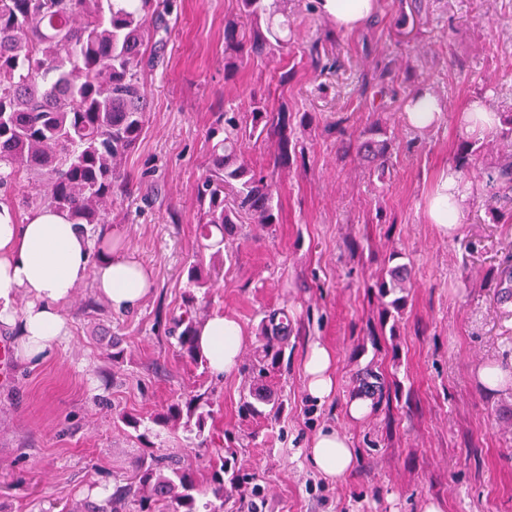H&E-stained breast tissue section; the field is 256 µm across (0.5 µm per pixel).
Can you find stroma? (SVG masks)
Masks as SVG:
<instances>
[{"label": "stroma", "instance_id": "stroma-1", "mask_svg": "<svg viewBox=\"0 0 512 512\" xmlns=\"http://www.w3.org/2000/svg\"><path fill=\"white\" fill-rule=\"evenodd\" d=\"M287 27L267 54L227 47L226 23L246 38L265 19L241 0H177L169 38L145 77L149 117L124 162L131 193L110 221L155 286L141 307L116 313L91 283L66 310L67 340L41 362L11 358L0 378V512H60L91 499L95 486L130 475L159 448L178 454L208 483L213 449H235L245 482L222 512H512V303L496 291L512 268V222L494 223L472 195L463 229L442 236L425 201L468 132L459 116L481 97L512 110V0H379L375 16L345 32L317 0H286ZM446 110L430 131L404 127L418 90ZM283 112L305 151L275 162V132L246 141L277 188L278 221L242 229L212 289H189L187 271L210 266L216 247L199 237L195 185L204 172L219 112L247 120L254 104ZM383 120L394 135L393 167L378 179L348 140ZM412 266L413 286L396 330L381 328L375 272L392 252ZM205 314L241 323L249 347L261 320L287 310L285 357L269 382L282 401L275 420L242 415L243 373L217 376L178 352L169 330L188 294ZM330 348L339 388L319 404L305 392L303 360L312 342ZM123 355L112 361L113 347ZM497 368L496 387L478 370ZM385 380L373 412L347 416L360 375ZM204 393L214 417L164 429L152 417L172 401ZM132 413L146 436L120 422ZM333 426L355 464L331 482L303 450Z\"/></svg>", "mask_w": 512, "mask_h": 512}]
</instances>
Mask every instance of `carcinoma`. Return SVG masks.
<instances>
[{"label":"carcinoma","mask_w":512,"mask_h":512,"mask_svg":"<svg viewBox=\"0 0 512 512\" xmlns=\"http://www.w3.org/2000/svg\"><path fill=\"white\" fill-rule=\"evenodd\" d=\"M176 0H0V189L26 181L30 190L18 206L30 212L51 208L83 224L102 239L117 196L127 191L122 163L139 141L147 123L148 100L144 75L165 47L166 16ZM226 38L248 55H261L270 45L258 30L247 42ZM205 174L196 184L203 206L201 236L219 232L221 241L234 237L241 224H274L275 189L251 162L243 140L277 131V160L287 165L296 143L285 116L278 117L256 104L250 124L221 112ZM358 158L384 177L392 165V140L377 121L356 136ZM498 162L480 170L481 147L463 140L454 153L453 168L474 179L473 191L485 197L489 213L512 217V113L505 115L496 136ZM210 275L197 263L188 269L191 288H206ZM412 287L411 270L397 263L376 277L381 322L401 313ZM179 329L181 357L204 365L194 346L201 319L193 295ZM291 324L283 310L265 315L261 340L242 371L248 389L240 409L252 417H274L281 401L267 383L279 369L288 345ZM195 419L198 430L213 417L212 403L202 394L177 400L154 416L160 426ZM209 493L222 503L240 490L242 478L230 473V448L215 449ZM198 471L171 453L137 460L127 478H114L112 492L99 502L69 512H200Z\"/></svg>","instance_id":"carcinoma-1"}]
</instances>
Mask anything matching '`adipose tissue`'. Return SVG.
Returning <instances> with one entry per match:
<instances>
[{"instance_id":"1","label":"adipose tissue","mask_w":512,"mask_h":512,"mask_svg":"<svg viewBox=\"0 0 512 512\" xmlns=\"http://www.w3.org/2000/svg\"><path fill=\"white\" fill-rule=\"evenodd\" d=\"M319 11L339 29L361 27L375 12L377 0H317ZM471 189L459 172L442 173L427 200L429 223L442 236L454 237L463 226ZM91 282L96 293L116 312L140 307L154 276L134 250L96 248L88 232L50 209L19 219L16 210L0 201V323L19 329L18 356L39 363L53 345L66 340L65 310L75 289ZM198 346L212 373L238 370L247 336L233 317L216 313L198 327ZM305 390L317 403L329 401L338 386L331 350L309 346L303 362ZM308 466L331 481L340 480L355 463L354 450L336 428L320 429L310 440Z\"/></svg>"}]
</instances>
